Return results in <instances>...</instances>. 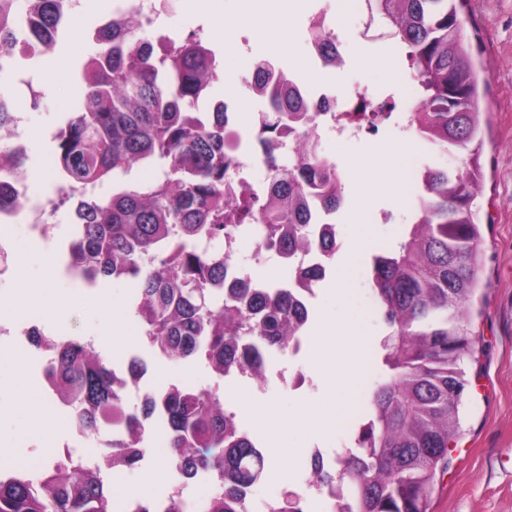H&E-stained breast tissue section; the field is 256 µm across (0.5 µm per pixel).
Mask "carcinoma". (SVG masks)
<instances>
[{"mask_svg": "<svg viewBox=\"0 0 512 512\" xmlns=\"http://www.w3.org/2000/svg\"><path fill=\"white\" fill-rule=\"evenodd\" d=\"M0 11V50L33 51L57 34L62 0H25L37 21L22 35L12 24L18 0ZM465 0H365L369 24L381 23L404 49L417 105L407 127L430 148L457 147L463 167L427 164L411 223L395 245L373 255L376 312L388 334L374 351L375 377L352 446L327 469L314 459L313 484L336 499V512H428L437 476L448 468L451 444L462 431L469 381L465 364L479 337L469 316L478 286L482 239L475 200L483 179L480 77L468 48ZM142 22H115L95 32V50L80 71L84 107L57 128V174L79 224L70 251L76 276L139 283L135 316L156 351L171 360L203 358L217 378L198 390L173 385L148 397L140 412L124 406L112 368L91 341L56 345L44 376L70 408L82 432L98 436L121 422L103 465L69 452L34 475L0 469V512H112L109 469L133 466L145 453L144 423L165 418L170 462L184 477L207 471L212 491L199 512H250L252 488L267 458L240 428L220 394L224 372L276 350L286 353L307 323L293 287L262 289L239 282L224 294L232 270L223 253L198 251L201 240H230L242 224L263 228L261 248L295 259L331 257L336 233L309 241L313 224L332 223L342 202L336 166L319 153L318 113L297 93L270 84L265 63L254 85L266 88L270 112L259 134L271 177L260 195L224 198V103L208 114L201 98L219 79L217 51L199 34L176 41L139 35ZM299 132L297 161L278 157L281 134ZM165 162L146 185L97 195L104 181L134 165ZM309 288L324 278L317 263L296 267ZM279 512H301L300 494L278 499Z\"/></svg>", "mask_w": 512, "mask_h": 512, "instance_id": "carcinoma-1", "label": "carcinoma"}]
</instances>
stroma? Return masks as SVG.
<instances>
[{
  "label": "stroma",
  "mask_w": 512,
  "mask_h": 512,
  "mask_svg": "<svg viewBox=\"0 0 512 512\" xmlns=\"http://www.w3.org/2000/svg\"><path fill=\"white\" fill-rule=\"evenodd\" d=\"M222 8L232 34L245 30L252 34L251 51L236 50L222 64L249 76L266 56L278 58L284 66L307 70L311 39L308 18L318 11L335 16L336 0H306L302 12L289 15L292 44L285 50L278 47L276 16L244 18L242 0H222ZM204 13L200 0H169L167 9L143 35L150 38L163 33L179 41L197 33L216 49H223L220 31L204 20ZM111 14L108 7L78 5L53 51L54 57L66 60L67 76L60 83L41 82L40 107L26 112L31 131L26 167L33 195L54 200L60 193L52 134L59 117L71 112L79 94L80 68L95 48L88 24ZM467 17L472 53L487 77L479 104L486 123L484 175L476 198L483 233L479 266L483 287L470 308L472 328L481 343L474 360L466 365V418L449 467L437 479L429 512H512V0H470ZM384 32L378 23L363 29L360 10H347L338 37L348 63L336 74L335 92L358 84L401 102V79L387 78L356 63L357 57L365 54L388 58L400 53L398 43L386 38ZM319 151L343 163L345 201L335 216L336 252L324 280L316 287L311 325L316 328L349 320L377 340L385 335L386 327L376 313L371 293L372 256L378 247L400 240L410 222L412 192L405 186V166L415 158L457 169L463 153L454 147L429 150L396 113L380 125L376 135L341 145L325 138ZM353 161L370 164L369 181L357 183L349 167ZM363 191L373 202L371 212L377 220L361 228L351 224L349 216ZM364 237L369 246L362 257H355L354 248ZM12 242V275L0 280V325L10 328L19 324L33 306V287L47 285L54 295L74 298L75 303L59 312L42 311L43 331L62 330L82 337L94 342L104 358H111L112 349L103 334V308L110 304L125 317H133L139 294L137 281L105 277L89 285L60 271H47V252L30 243L22 230L13 231ZM340 272L353 294L346 307L336 297V275ZM134 329L135 336L122 352L145 362L147 391L159 392L185 382L199 389L213 385L205 362L196 358L170 360L148 344L142 324H135ZM38 354L34 344H22L17 362L0 367V468L4 470L24 465L38 471L67 450L89 461L105 450L106 435L79 437L69 413L61 408H54L51 419L42 418L41 408L47 399L39 382ZM342 364L339 352H332L323 365L307 352L281 362L286 371L303 375L305 383L299 390L288 389L272 375L260 385L224 387V403L240 421L263 440L276 435L282 443L281 448L269 447L266 453L269 466L286 470L288 479L264 478L251 492L250 512H263L267 500L281 497L288 489L304 488L309 478L304 461L313 449L337 455L348 446L354 419L333 429L322 426L338 408L330 381ZM109 483L117 504L133 493L139 499L154 500L167 497L176 488L192 501L207 497L212 490L207 479L183 478L152 451L134 466L111 473Z\"/></svg>",
  "instance_id": "obj_1"
}]
</instances>
